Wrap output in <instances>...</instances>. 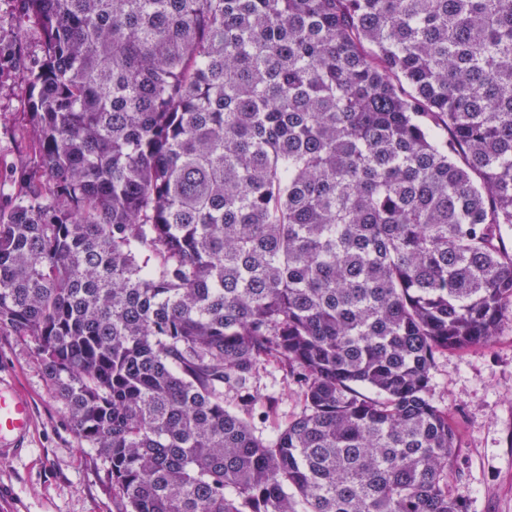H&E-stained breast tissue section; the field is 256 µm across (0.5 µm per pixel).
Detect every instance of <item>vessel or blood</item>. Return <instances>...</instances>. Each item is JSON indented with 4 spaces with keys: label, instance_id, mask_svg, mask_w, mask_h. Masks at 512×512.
Segmentation results:
<instances>
[{
    "label": "vessel or blood",
    "instance_id": "b4317fda",
    "mask_svg": "<svg viewBox=\"0 0 512 512\" xmlns=\"http://www.w3.org/2000/svg\"><path fill=\"white\" fill-rule=\"evenodd\" d=\"M33 425L32 408L27 398L11 382L0 378V456L25 455Z\"/></svg>",
    "mask_w": 512,
    "mask_h": 512
}]
</instances>
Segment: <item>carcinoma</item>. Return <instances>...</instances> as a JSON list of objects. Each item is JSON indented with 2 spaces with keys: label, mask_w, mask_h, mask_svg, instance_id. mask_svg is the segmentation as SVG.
I'll return each instance as SVG.
<instances>
[{
  "label": "carcinoma",
  "mask_w": 512,
  "mask_h": 512,
  "mask_svg": "<svg viewBox=\"0 0 512 512\" xmlns=\"http://www.w3.org/2000/svg\"><path fill=\"white\" fill-rule=\"evenodd\" d=\"M28 337L122 512H467L438 355L512 316V0H23ZM274 365L303 409L271 438Z\"/></svg>",
  "instance_id": "carcinoma-1"
}]
</instances>
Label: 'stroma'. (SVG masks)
Instances as JSON below:
<instances>
[{"mask_svg": "<svg viewBox=\"0 0 512 512\" xmlns=\"http://www.w3.org/2000/svg\"><path fill=\"white\" fill-rule=\"evenodd\" d=\"M0 42L7 46L0 53V157L14 161L29 120L28 74L44 59L39 31L22 21L21 0H12ZM0 373L34 408L29 453L0 460V494L12 497L13 512H118L102 459L73 433L30 339L0 333ZM252 394L274 401L273 413L256 428L265 438L303 408L297 385L271 365L260 371ZM428 396L456 426L453 496L468 512H512V318L491 346L439 355Z\"/></svg>", "mask_w": 512, "mask_h": 512, "instance_id": "35a3bbf8", "label": "stroma"}]
</instances>
